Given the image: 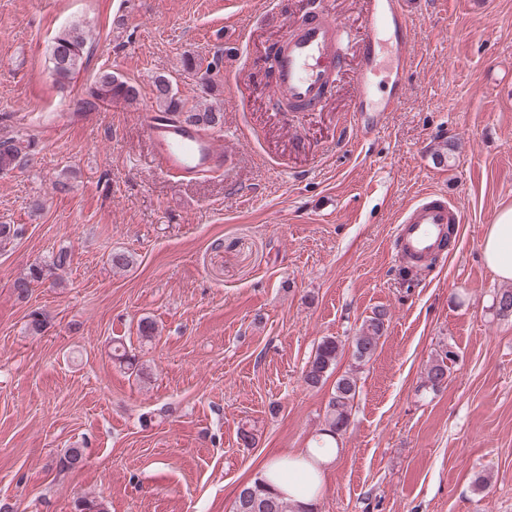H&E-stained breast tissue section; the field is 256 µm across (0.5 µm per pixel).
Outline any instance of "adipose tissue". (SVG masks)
I'll return each instance as SVG.
<instances>
[{
  "instance_id": "ef3b65f1",
  "label": "adipose tissue",
  "mask_w": 512,
  "mask_h": 512,
  "mask_svg": "<svg viewBox=\"0 0 512 512\" xmlns=\"http://www.w3.org/2000/svg\"><path fill=\"white\" fill-rule=\"evenodd\" d=\"M481 251L485 265L498 279L512 281V207L497 214ZM334 454L331 448L312 447L301 454L275 457L263 464L259 476L282 498L310 512L323 492V468Z\"/></svg>"
}]
</instances>
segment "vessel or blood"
Masks as SVG:
<instances>
[{
  "mask_svg": "<svg viewBox=\"0 0 512 512\" xmlns=\"http://www.w3.org/2000/svg\"><path fill=\"white\" fill-rule=\"evenodd\" d=\"M358 4L366 33L358 47L361 63L354 73L356 91L349 110L365 133L376 134L383 113L398 109L403 99L415 60L413 15L409 0H358ZM343 34L344 25L338 18L320 13L289 22L275 58L274 98L306 111L321 105L343 67ZM384 40L394 50L387 70L377 57V47ZM382 83L391 92L382 106H372L371 92ZM141 119L150 163L158 175L182 182L223 170L225 154L215 134L168 120L154 110L142 112ZM463 221V211L444 193H420L396 228L397 251L412 268L422 269L441 253L449 225Z\"/></svg>",
  "mask_w": 512,
  "mask_h": 512,
  "instance_id": "obj_1",
  "label": "vessel or blood"
}]
</instances>
